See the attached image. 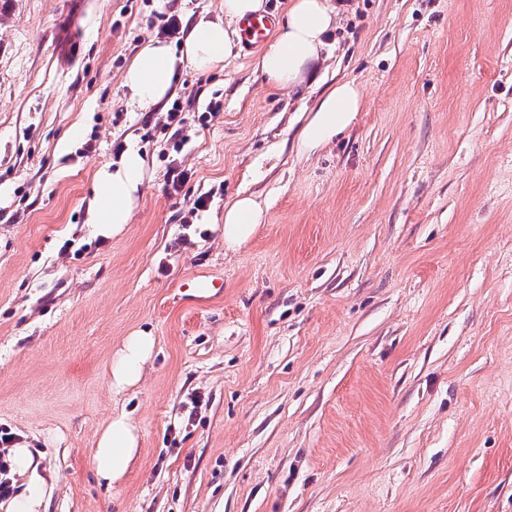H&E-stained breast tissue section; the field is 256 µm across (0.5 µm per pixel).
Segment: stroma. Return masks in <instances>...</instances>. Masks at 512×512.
I'll return each instance as SVG.
<instances>
[{
  "mask_svg": "<svg viewBox=\"0 0 512 512\" xmlns=\"http://www.w3.org/2000/svg\"><path fill=\"white\" fill-rule=\"evenodd\" d=\"M341 2L300 87L238 44L181 73L177 151L123 74L160 16L224 0H0V430L42 453L48 512H512V0ZM340 80L352 127L299 153ZM130 147L139 201L100 243L93 177ZM244 196L263 222L229 250ZM137 330L153 357L114 392ZM120 414L140 448L111 488L90 462ZM262 209L254 198L245 196L224 208V245L234 248L247 242L262 221ZM154 347V336L149 332L135 331L125 338L109 364L108 376L112 390L121 392L140 380Z\"/></svg>",
  "mask_w": 512,
  "mask_h": 512,
  "instance_id": "1",
  "label": "stroma"
}]
</instances>
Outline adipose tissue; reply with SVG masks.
<instances>
[{"label": "adipose tissue", "mask_w": 512, "mask_h": 512, "mask_svg": "<svg viewBox=\"0 0 512 512\" xmlns=\"http://www.w3.org/2000/svg\"><path fill=\"white\" fill-rule=\"evenodd\" d=\"M263 0H224V16H197L181 37L180 49L165 41L148 40L133 57L123 76L132 103L150 107L171 92L177 70L207 71L227 59L233 40L225 19H241L262 11ZM339 8L331 0H291L276 39L257 61L267 81L280 87L301 84L309 63L318 59L337 26ZM362 105V93L349 81L337 82L325 92L301 131L299 146L311 152L331 142L353 124ZM146 161L138 149L122 153L117 162L101 166L93 183L91 220L102 238L120 234L129 224L138 202ZM262 210L252 197H242L224 210V244L233 248L247 242L262 221ZM155 342L145 331L127 336L115 351L108 368L112 390L134 386L151 359ZM139 450V434L127 416L113 417L101 432L91 458L92 469L101 481L115 485L122 480ZM9 478L19 489L0 501V512H47L48 479L27 442L15 443L8 455Z\"/></svg>", "instance_id": "adipose-tissue-1"}]
</instances>
